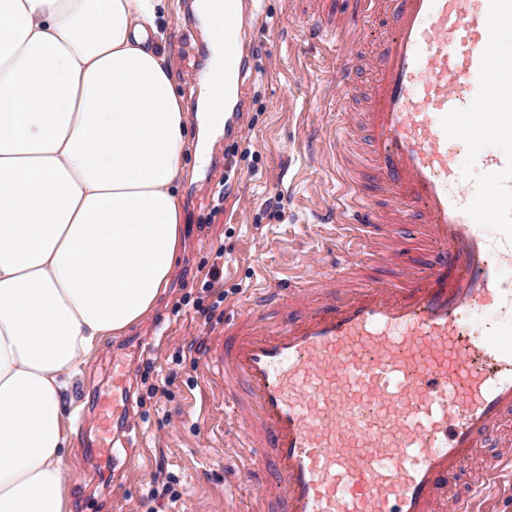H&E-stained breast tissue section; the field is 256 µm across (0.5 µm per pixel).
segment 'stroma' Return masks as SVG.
<instances>
[{
  "instance_id": "stroma-1",
  "label": "stroma",
  "mask_w": 512,
  "mask_h": 512,
  "mask_svg": "<svg viewBox=\"0 0 512 512\" xmlns=\"http://www.w3.org/2000/svg\"><path fill=\"white\" fill-rule=\"evenodd\" d=\"M157 24L174 89L187 112L201 102L208 66L199 19L187 0H168ZM338 0H257L247 19L260 36L245 85L242 130L210 142L204 166L185 156L179 193L180 259L155 309L106 338L71 385L65 480L71 512H242L249 497L233 473L244 458L224 418V390L205 363L226 318L243 312L258 288L302 285L326 268L321 246L350 243L334 219L343 206L336 178L342 117L336 69L343 47ZM224 301L211 321L196 312L214 261ZM128 365L132 445L108 449L103 418L112 409V367ZM169 380L167 395L151 394ZM171 484L174 496H152ZM480 512H512V467L499 469L475 502Z\"/></svg>"
}]
</instances>
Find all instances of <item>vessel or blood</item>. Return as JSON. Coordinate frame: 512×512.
Returning <instances> with one entry per match:
<instances>
[{
    "label": "vessel or blood",
    "instance_id": "obj_1",
    "mask_svg": "<svg viewBox=\"0 0 512 512\" xmlns=\"http://www.w3.org/2000/svg\"><path fill=\"white\" fill-rule=\"evenodd\" d=\"M360 3L374 34L336 71V109L367 144L339 160L351 244L307 286L257 296L206 356L249 459V512H470L458 477L477 449L495 451L484 479L512 464V152L482 147L512 131V98L477 110L512 76L496 61L512 0ZM215 4L231 136L254 35L244 0Z\"/></svg>",
    "mask_w": 512,
    "mask_h": 512
}]
</instances>
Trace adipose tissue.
<instances>
[{
  "mask_svg": "<svg viewBox=\"0 0 512 512\" xmlns=\"http://www.w3.org/2000/svg\"><path fill=\"white\" fill-rule=\"evenodd\" d=\"M162 0H0V512H69L62 394L166 292L193 148ZM224 83V15L199 0Z\"/></svg>",
  "mask_w": 512,
  "mask_h": 512,
  "instance_id": "ef3b65f1",
  "label": "adipose tissue"
}]
</instances>
